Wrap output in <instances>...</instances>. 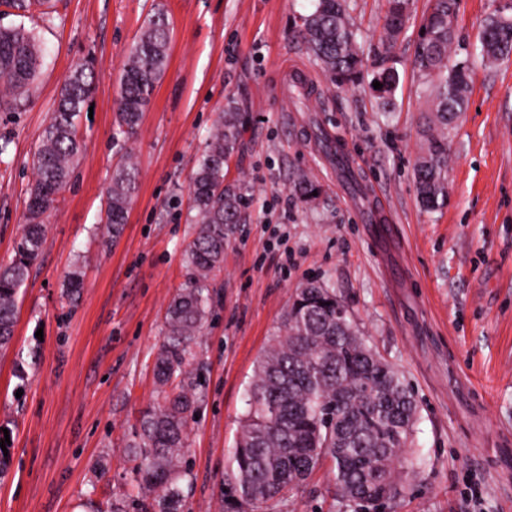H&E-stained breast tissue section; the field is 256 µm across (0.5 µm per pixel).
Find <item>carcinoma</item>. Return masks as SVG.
I'll return each mask as SVG.
<instances>
[{"label":"carcinoma","mask_w":512,"mask_h":512,"mask_svg":"<svg viewBox=\"0 0 512 512\" xmlns=\"http://www.w3.org/2000/svg\"><path fill=\"white\" fill-rule=\"evenodd\" d=\"M0 6L52 21V0H0ZM410 0H387L384 36L366 69L363 36L349 0H316L295 23L293 37L320 64L334 85L356 86L370 75L380 82L383 113L392 111L400 83L396 46L404 33ZM458 0H433L422 18L413 71L432 99L423 118L425 147L414 163L418 199L428 211L448 198V131L466 110L470 65L454 61ZM170 22L162 9L148 16L123 65L114 136L135 137L156 85L168 65ZM512 55V8L487 17L479 57L491 65ZM43 49L35 28L0 25V110L19 109L37 91ZM93 93L92 71L80 64L60 87L56 107L33 153L28 224L15 258L0 265V350L9 347L17 322L20 289L38 260L44 217L66 189L84 149L77 133L80 114ZM242 113L233 103L218 113L214 131L195 164L192 239L184 262L189 286L169 304L155 376L161 401L144 411L128 444L131 482L139 512H180L181 484L190 476L183 449L188 418L199 400L194 347L213 315L211 274L224 263V247L239 224L247 198L226 181L239 145ZM137 169L126 161L112 176L104 223L117 236L125 223ZM246 413L224 479V512H250L274 500L329 458L337 491L349 503L376 512L403 495L415 464L404 456L418 407L403 373L362 336L335 289L312 281L287 307L279 331L259 361L245 391Z\"/></svg>","instance_id":"obj_1"}]
</instances>
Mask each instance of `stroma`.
Returning a JSON list of instances; mask_svg holds the SVG:
<instances>
[{
  "label": "stroma",
  "instance_id": "35a3bbf8",
  "mask_svg": "<svg viewBox=\"0 0 512 512\" xmlns=\"http://www.w3.org/2000/svg\"><path fill=\"white\" fill-rule=\"evenodd\" d=\"M398 44L395 110L370 84L334 86L289 33L313 0H56L38 91L0 112V264L26 223L32 154L62 83L91 62L94 105L81 115L86 151L49 213L44 250L22 287L0 351V430L11 465L0 512H109L131 493L127 454L156 406L154 365L172 297L189 284L183 251L191 177L227 103L245 114L227 179L249 199L213 280L214 313L196 346L202 402L190 420V486L181 512H221L224 473L246 412L245 389L291 297L324 282L368 341L404 374L418 405L419 473L381 512H512V59L472 66L468 107L448 135V200L417 201L413 163L430 100L411 69L430 0H413ZM171 24L168 67L130 147L136 189L119 237L101 220L123 152L113 138L122 66L155 6ZM498 0H460L455 52L466 59ZM386 0H351L373 56ZM337 136L357 179L396 216L366 237L324 149ZM306 175L313 201L295 185ZM80 269L79 294L64 290ZM28 374L17 391L14 373ZM482 492L474 507L465 483ZM258 512H353L330 465Z\"/></svg>",
  "mask_w": 512,
  "mask_h": 512
}]
</instances>
